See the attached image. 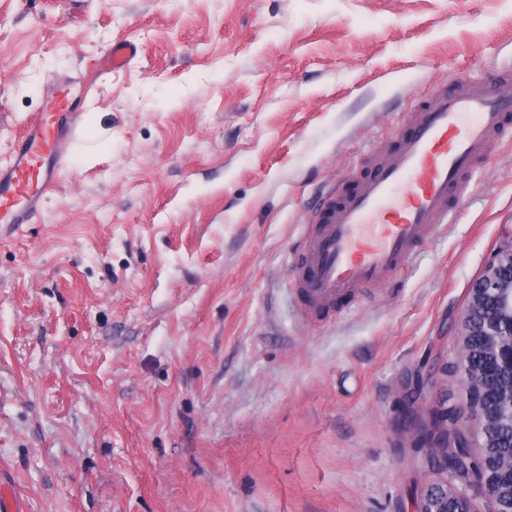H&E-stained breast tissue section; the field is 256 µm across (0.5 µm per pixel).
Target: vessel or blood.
Returning <instances> with one entry per match:
<instances>
[{
	"instance_id": "vessel-or-blood-1",
	"label": "vessel or blood",
	"mask_w": 512,
	"mask_h": 512,
	"mask_svg": "<svg viewBox=\"0 0 512 512\" xmlns=\"http://www.w3.org/2000/svg\"><path fill=\"white\" fill-rule=\"evenodd\" d=\"M76 86L49 83L44 112L24 126L0 164V228L30 223L62 180L65 147L83 118L75 110ZM511 122V67L481 81H436L408 115L398 144L373 153L353 189L334 192L312 223L294 279L302 319L322 320L360 289L384 287L447 223Z\"/></svg>"
}]
</instances>
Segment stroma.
Returning <instances> with one entry per match:
<instances>
[{"mask_svg":"<svg viewBox=\"0 0 512 512\" xmlns=\"http://www.w3.org/2000/svg\"><path fill=\"white\" fill-rule=\"evenodd\" d=\"M508 66L512 0H0L1 162L48 80L90 87L0 235V482L27 512H415L512 133L384 289L304 322L291 257L435 79ZM136 54V45L131 41L112 44L108 53L109 64L113 69L124 67L129 64Z\"/></svg>","mask_w":512,"mask_h":512,"instance_id":"35a3bbf8","label":"stroma"}]
</instances>
